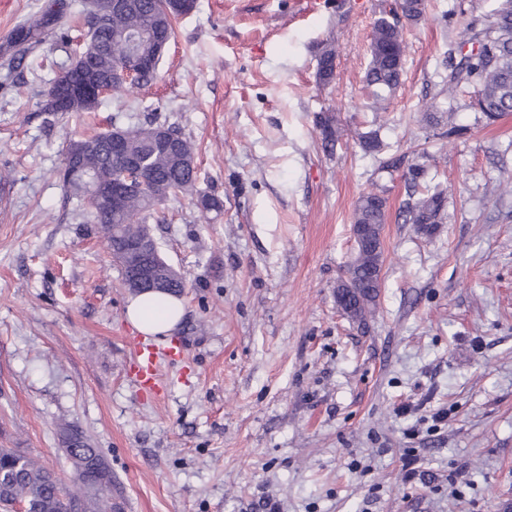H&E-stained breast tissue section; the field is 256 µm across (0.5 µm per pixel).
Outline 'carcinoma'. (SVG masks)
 Wrapping results in <instances>:
<instances>
[{
	"label": "carcinoma",
	"instance_id": "carcinoma-1",
	"mask_svg": "<svg viewBox=\"0 0 512 512\" xmlns=\"http://www.w3.org/2000/svg\"><path fill=\"white\" fill-rule=\"evenodd\" d=\"M181 0H134V7L112 14L105 25L93 28L92 10L86 13V28L61 29V23L70 13L69 0H48L36 13L15 26L7 41L4 68L29 65L36 57V49L46 38L54 36L67 54L69 65L62 68L65 79L55 77L42 94L40 111L56 114L93 112L94 105L73 109L68 105L57 106L64 85L70 81L91 88L112 87L117 91L123 84L106 82L116 63L129 66V37L134 33L144 35L140 40L141 55L147 59L156 56V46L174 36L173 21L182 14ZM425 0H394L392 16L379 18L373 27L370 55L366 72L367 85L375 94L395 89L403 74V28L400 18L410 22L420 21L425 13ZM475 46L462 55L448 75V93L461 85L477 89L476 108L490 119L512 112V0H500L498 7L488 15L470 23ZM127 84L139 88L150 86L157 78V68L138 69L130 66ZM335 73V53L324 51L318 63L317 78L328 84ZM321 128L322 146L333 151L337 142L334 118L323 115ZM169 132L175 136L178 154L173 156L156 145L158 135ZM117 133L127 144L128 150L146 160L145 178L148 188L128 194L118 209L96 198L91 183L79 177H70L69 168L60 171V182L67 198L82 202L88 221L97 225L110 249L118 250L125 240L137 233L149 231L148 220L157 207L170 198L196 197L197 207L204 213H218L223 200L212 193L197 189L198 171L195 147L190 138L172 125L153 119L114 130H104L91 136L70 140L65 149V160L83 173L112 176L122 172L123 163L112 156L110 139ZM405 223L414 224L425 235L431 236L445 218V195L435 187L422 197L407 204L403 210ZM387 220V199L379 194L361 197L354 213V223L371 226L373 245L357 249L352 264L348 265L343 283L348 302L344 312L360 324L367 323L376 313L379 290L356 288L354 284L368 279L374 272H381V229ZM158 276L169 281L166 293L180 296L186 288L182 278L171 277V265L158 254L154 257ZM65 452L71 463L72 475L65 483L45 468L38 459L19 448H0V509L10 512L17 504L25 505L27 512H123L112 471L105 464L98 449L78 432L63 431Z\"/></svg>",
	"mask_w": 512,
	"mask_h": 512
}]
</instances>
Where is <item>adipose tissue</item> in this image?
I'll return each mask as SVG.
<instances>
[{
    "instance_id": "adipose-tissue-1",
    "label": "adipose tissue",
    "mask_w": 512,
    "mask_h": 512,
    "mask_svg": "<svg viewBox=\"0 0 512 512\" xmlns=\"http://www.w3.org/2000/svg\"><path fill=\"white\" fill-rule=\"evenodd\" d=\"M185 315L181 301L167 294L148 293L130 299L126 317L131 325L147 337L166 336Z\"/></svg>"
}]
</instances>
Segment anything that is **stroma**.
Here are the masks:
<instances>
[{"mask_svg": "<svg viewBox=\"0 0 512 512\" xmlns=\"http://www.w3.org/2000/svg\"><path fill=\"white\" fill-rule=\"evenodd\" d=\"M496 5L427 0L403 24L402 82L379 98L364 76L383 0H320L302 17L293 0H197L156 83L82 116L37 107L66 59L54 41L39 74L0 67V448L65 480L71 426L125 512L512 507V113L487 120L474 87L447 91L468 23ZM328 47L335 77L322 84ZM154 116L191 137L198 190L224 200L204 215L181 197L150 221L187 285L183 352L158 399L130 372L138 332L120 271L58 179L70 137ZM372 131L377 153L359 144ZM417 163L447 195L431 237L402 216ZM369 193L388 216L378 312L362 326L337 306L336 281Z\"/></svg>", "mask_w": 512, "mask_h": 512, "instance_id": "35a3bbf8", "label": "stroma"}]
</instances>
